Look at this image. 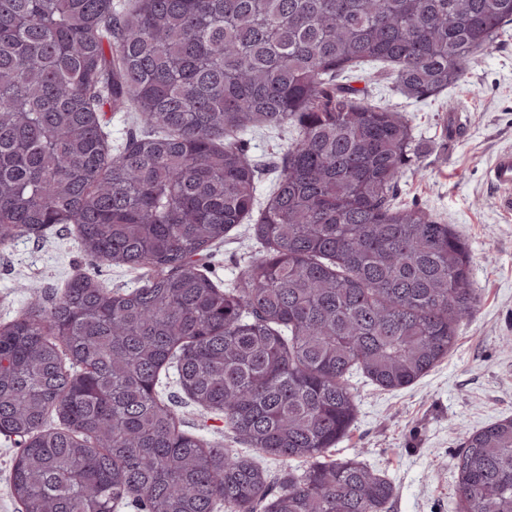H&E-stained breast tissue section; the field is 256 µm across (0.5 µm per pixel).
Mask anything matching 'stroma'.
I'll use <instances>...</instances> for the list:
<instances>
[{
    "instance_id": "1",
    "label": "stroma",
    "mask_w": 512,
    "mask_h": 512,
    "mask_svg": "<svg viewBox=\"0 0 512 512\" xmlns=\"http://www.w3.org/2000/svg\"><path fill=\"white\" fill-rule=\"evenodd\" d=\"M371 102L400 112L414 135V157L395 187L397 202L417 206L466 241L473 260L478 306L465 321L448 356L415 384L388 390L353 372L357 419L330 457L357 458L394 486L388 512H460L455 495L457 461L466 432L512 417V213L501 210L487 179L495 156L512 151V25L496 49L480 55L465 79L438 94L413 99L385 76L360 81ZM292 129L244 135L248 158L258 170V202L266 204L279 172L275 159ZM263 247L251 224L238 225L199 258L210 276L234 283ZM96 274L108 291L135 285L140 271L91 261L74 231L51 228L0 246V324L13 320L32 300L29 284L47 294L62 292L81 273ZM158 392L172 404L185 431L253 459L282 486L302 461L250 453L225 427L222 416L198 408L180 389L174 372Z\"/></svg>"
}]
</instances>
